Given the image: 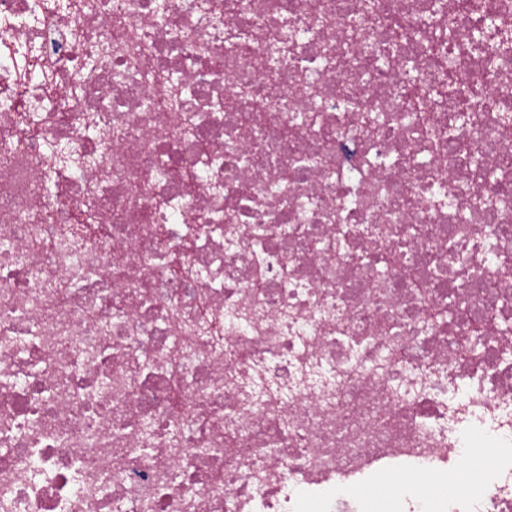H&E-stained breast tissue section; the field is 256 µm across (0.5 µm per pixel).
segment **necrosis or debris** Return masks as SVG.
I'll return each mask as SVG.
<instances>
[{
    "label": "necrosis or debris",
    "instance_id": "necrosis-or-debris-1",
    "mask_svg": "<svg viewBox=\"0 0 512 512\" xmlns=\"http://www.w3.org/2000/svg\"><path fill=\"white\" fill-rule=\"evenodd\" d=\"M431 2L0 0V512H512V0Z\"/></svg>",
    "mask_w": 512,
    "mask_h": 512
}]
</instances>
